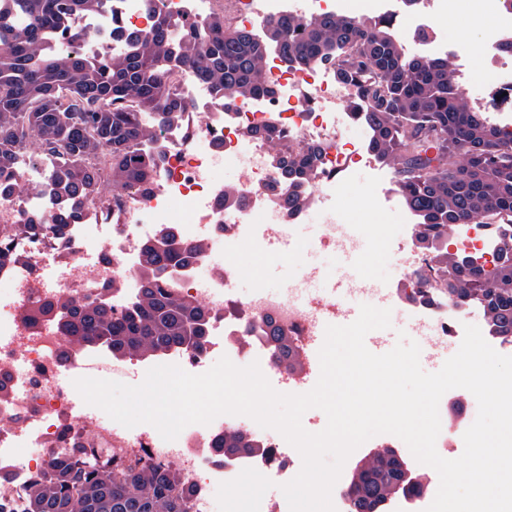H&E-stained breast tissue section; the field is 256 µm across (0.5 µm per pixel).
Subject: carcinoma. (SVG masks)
Masks as SVG:
<instances>
[{
    "label": "carcinoma",
    "mask_w": 512,
    "mask_h": 512,
    "mask_svg": "<svg viewBox=\"0 0 512 512\" xmlns=\"http://www.w3.org/2000/svg\"><path fill=\"white\" fill-rule=\"evenodd\" d=\"M145 2L152 28L117 29L125 50L111 54L69 25L70 16L99 13L109 0H0V206L22 214L19 223L0 225V270L16 260L7 247L12 240L57 238L90 209L110 216L109 195L152 193L165 155L151 144L190 112L174 71L205 82L227 111L240 98L274 95L267 68L274 55L287 68L322 66L348 88L349 110L370 128L369 150L394 168L405 205L420 215L417 239L436 251L439 292L456 304L479 305L495 335L512 337V257L487 271L437 251L458 224L512 215V132L488 125L469 105L448 57L407 53L387 18L283 15L258 33L229 25L222 8L203 15L188 6L173 14L162 0ZM18 13L26 23L16 26ZM246 135L267 145L284 205L305 207L322 148H294L274 128ZM22 158L50 162L47 179L21 181ZM42 193L54 198V211L22 210L28 197ZM199 254L165 231L142 244L139 286L124 312L112 310L106 283L79 303L35 305L27 319L55 317L66 338L105 345L117 359L201 350L209 312L162 277ZM265 339L277 366L303 369L286 330L269 322ZM257 445L237 428L214 441L226 459L253 456ZM113 462L94 448L55 457L24 490L21 512H190L193 489L176 467L143 458L120 468ZM354 472L349 512H385L389 501L420 494L427 484L423 473L400 480L388 448L369 454Z\"/></svg>",
    "instance_id": "obj_1"
}]
</instances>
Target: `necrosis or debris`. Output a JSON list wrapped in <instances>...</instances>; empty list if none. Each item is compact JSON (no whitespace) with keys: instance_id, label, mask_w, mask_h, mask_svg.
I'll use <instances>...</instances> for the list:
<instances>
[{"instance_id":"1","label":"necrosis or debris","mask_w":512,"mask_h":512,"mask_svg":"<svg viewBox=\"0 0 512 512\" xmlns=\"http://www.w3.org/2000/svg\"><path fill=\"white\" fill-rule=\"evenodd\" d=\"M231 23L245 28L283 14L305 17L328 12L358 19V0H232ZM485 15L490 20L486 42L498 72L499 86L512 88V7L505 0H418L406 8L402 0H373L372 9L381 17L401 21L411 34L429 29L441 15L459 8ZM149 30L152 16L144 0H112L109 10L82 15L75 27L103 43L108 51L123 49L112 34L114 25ZM270 76L276 93L270 98L236 102L228 114L216 112L209 87L202 81L180 77L179 82L193 105L188 127L165 128L156 146L165 155L158 185L145 197L125 199L113 207L111 221L88 211L57 241L47 238L16 241L15 249L25 260L0 271V373L12 383L10 396L0 402V470L9 475L0 483V512H20L21 491L43 472L50 460L76 445L100 448L118 457L145 456L161 463L180 462L182 478L194 489L190 512H218L216 492L220 483L236 478L244 467L264 476L283 475L295 461L286 450L285 439L261 428L246 416L222 415L210 424L186 426L172 441L162 439L151 425L127 428L101 409L77 403L73 382L92 377L141 383L150 366L175 364L191 374L208 371L221 357L243 367L259 362L268 370L271 360L263 337L266 322L288 331L298 347L305 370L281 372L283 391L300 394L312 389L308 366L316 359L312 337L324 335L335 324L340 304L327 291L309 292L316 271L290 282L276 296L257 292L241 300L225 288L229 278L242 274L236 255L260 252L286 225L301 223L305 210H287L273 184L278 173L267 148L246 141L247 130L273 127L288 136L292 146L311 142L323 147L322 169L312 183L323 222L317 230L321 247L337 250V219L348 210L363 206L375 209L372 198H346L336 184V174L367 158L364 149L342 137L343 128L355 117L342 110L347 89L315 66L285 69L275 65ZM240 171L238 190L242 205L219 207L224 185L215 179L225 166ZM504 217L492 214L472 224H461L447 245L470 261L493 268L502 257L499 228ZM171 230L203 250L191 265L170 269L167 282L176 290L192 294L208 310L212 321L206 346L198 352L170 350L146 363L136 359H114L109 349L76 345L63 348L60 329L52 323L36 326L23 319L24 310L37 302L61 294L81 300L96 292L101 282L119 281L123 288L112 296L114 311H121L138 284L139 247ZM399 271L389 305L415 321L426 333L430 349L444 351L472 323L470 306L448 300L424 304V296L438 285L430 275V264L416 238L400 242L392 254ZM246 429L263 444L266 455L248 463L218 458L212 444L227 427Z\"/></svg>"}]
</instances>
